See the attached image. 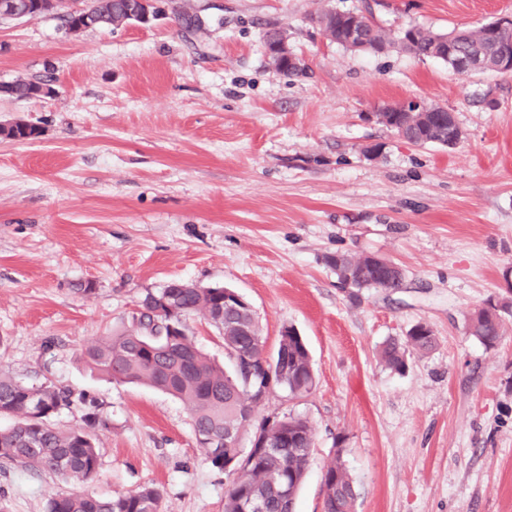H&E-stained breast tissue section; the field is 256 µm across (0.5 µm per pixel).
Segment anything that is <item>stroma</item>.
<instances>
[{
	"label": "stroma",
	"instance_id": "stroma-1",
	"mask_svg": "<svg viewBox=\"0 0 512 512\" xmlns=\"http://www.w3.org/2000/svg\"><path fill=\"white\" fill-rule=\"evenodd\" d=\"M155 25L71 35L62 17L0 20V370L97 398L101 466L88 489L163 491L165 512H224L187 407L87 370L82 348L131 326L139 296L180 279L237 291L268 348L294 328L313 391L277 390L264 416L314 427L296 512H322L342 456L356 512H512V316L494 348L466 331L487 301L512 304V73H460L396 47L367 54L313 23L360 10L397 35L475 28L512 0H162ZM288 34L287 77L264 36ZM421 102L455 116V148L419 147L380 123ZM376 255L401 289L341 287L325 258ZM92 285L84 293L83 285ZM418 323L438 340L405 372L377 349ZM53 475L0 463V512H45Z\"/></svg>",
	"mask_w": 512,
	"mask_h": 512
}]
</instances>
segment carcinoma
<instances>
[{
    "instance_id": "obj_1",
    "label": "carcinoma",
    "mask_w": 512,
    "mask_h": 512,
    "mask_svg": "<svg viewBox=\"0 0 512 512\" xmlns=\"http://www.w3.org/2000/svg\"><path fill=\"white\" fill-rule=\"evenodd\" d=\"M133 0H90L83 11L66 15V24L80 23L84 28L112 27L129 18ZM355 13L328 9L315 17V22L328 38L347 47ZM360 35L370 44L382 48L396 46L417 57L447 61L437 49L440 40L452 39L455 53L465 57L474 51L494 57L500 46L512 42V27L498 30L486 25L478 28L436 33L411 26L397 38L390 37L369 18L358 25ZM27 81L0 84V94L17 99L31 97ZM440 111V106H423L415 112L405 105L382 108L386 127L415 145L448 146V140L459 144V126L448 128V122L429 126L423 113ZM373 256L338 253L327 257L338 279L352 274V287L390 289L402 287L405 274L398 271L384 279L371 264ZM144 307L132 327L114 332L88 343L81 353L85 366L116 383L147 385L167 393L189 409L196 441L205 460L212 467L226 471L224 512H245L251 500L263 505V512H288L282 495L286 487L297 493L306 473L313 445L314 428L308 419L294 414L280 417L276 431L266 437V447L243 451L228 444L224 435L246 432L250 424L242 407L259 404L261 387L266 378L259 372L252 376L224 372L196 344L188 321L200 316L219 330L224 345L247 354L258 352L257 339L262 337L256 315L246 310L224 311L222 288H178L168 286L148 290L139 297ZM512 306L487 303L470 317L468 333L488 348L501 340L505 326L502 314ZM175 334H170V326ZM284 363L275 387L288 396L303 398L315 387V374L302 337L292 328L280 333ZM437 344L434 331L425 323L414 325L402 340L387 341L380 351L382 362L396 372H404L410 353H426ZM79 403L84 407L82 425L67 430L55 426L53 419L64 408ZM0 415L14 418V424L0 431V460L38 472L49 470L73 485L66 493L50 498L45 512H164L163 496L154 485L140 486L113 496H97L79 490L94 480L100 466V454L94 444L92 429L107 428L111 420L100 404L85 394L73 393L52 383L28 384L0 371ZM356 492L352 478L341 460L331 462L323 474V512H353Z\"/></svg>"
}]
</instances>
